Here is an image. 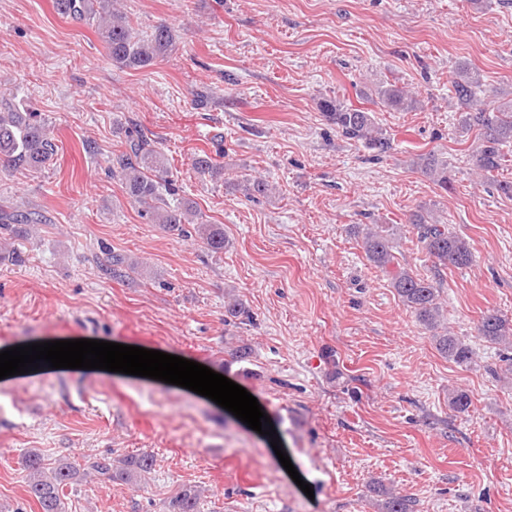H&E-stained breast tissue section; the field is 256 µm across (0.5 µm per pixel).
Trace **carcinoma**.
Here are the masks:
<instances>
[{
    "instance_id": "obj_1",
    "label": "carcinoma",
    "mask_w": 512,
    "mask_h": 512,
    "mask_svg": "<svg viewBox=\"0 0 512 512\" xmlns=\"http://www.w3.org/2000/svg\"><path fill=\"white\" fill-rule=\"evenodd\" d=\"M114 0H55L58 14L78 18L95 28L104 43L112 64L120 68L148 70L172 51L174 36L171 29L161 25L151 34L141 36L120 10L113 8ZM452 98L461 112L460 128L478 131L480 145L473 155L474 171L482 181H491L505 194L512 196V182L499 181L497 175L506 162L504 148L512 146V109H489L477 104L480 78L476 70L467 64L460 65L451 81ZM374 95L396 111L414 108L416 100L402 87L380 84ZM326 120L336 126L342 137L360 143L377 155L392 149L391 138L378 126L372 112L344 106L332 99L321 103ZM126 151L112 159L114 172L118 174L128 197L149 214L155 224H162L177 231L193 222L197 215L194 202L184 198L171 204L163 196L164 156L153 149L136 131L126 134ZM56 144L36 112H22L11 103L0 111V162L15 169L36 171L44 167L55 155ZM419 167L424 174L443 189L448 188V163L428 154L420 158ZM38 215L14 210L0 212V230H11L18 224H40ZM409 223L418 230L420 242L434 264L438 266L466 267L472 262L468 242L448 225L439 224L430 214L414 212ZM198 239L208 250L218 253L224 250V231L214 224H199L195 229ZM362 245L369 262L388 277L402 305L415 314L418 321L434 331L437 350L458 364L473 360L472 348L450 334L444 322L440 302V289L434 281L413 273L395 262L393 245L386 226L378 224L366 229ZM107 262L112 266V277L128 278L141 274L138 264L125 261L120 255H110ZM478 334L494 344L508 343L512 338V319L497 312L485 314L477 327ZM448 405L456 412H464L470 405V397L463 390L448 394ZM28 472V493L39 504V512H65L60 491L87 475L118 485H135L156 466V457L148 452L124 456L116 461L109 458L86 461L83 469L67 459L54 462L50 472H45V459L30 452L22 460ZM200 491L185 489L168 503V512H200ZM382 512H415L410 497L386 494Z\"/></svg>"
}]
</instances>
